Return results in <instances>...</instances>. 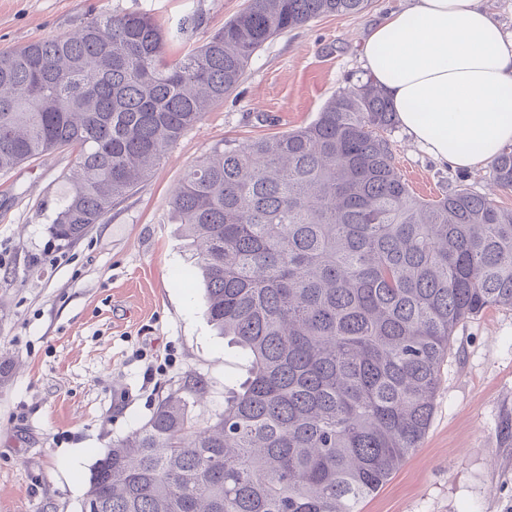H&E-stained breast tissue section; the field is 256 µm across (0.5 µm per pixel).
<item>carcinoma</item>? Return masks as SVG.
Here are the masks:
<instances>
[{"label":"carcinoma","mask_w":512,"mask_h":512,"mask_svg":"<svg viewBox=\"0 0 512 512\" xmlns=\"http://www.w3.org/2000/svg\"><path fill=\"white\" fill-rule=\"evenodd\" d=\"M369 0H248L179 57L144 13L0 53V173L74 155L50 227L75 241L132 192L242 79L268 40ZM395 112L370 78L310 125L216 148L171 206L207 318L246 378L197 423L192 375L92 466L98 512H358L419 446L463 321L512 308V209L466 187L413 197L396 171ZM512 191V146L491 165Z\"/></svg>","instance_id":"cac0c4a2"}]
</instances>
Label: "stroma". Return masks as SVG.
<instances>
[{"instance_id": "35a3bbf8", "label": "stroma", "mask_w": 512, "mask_h": 512, "mask_svg": "<svg viewBox=\"0 0 512 512\" xmlns=\"http://www.w3.org/2000/svg\"><path fill=\"white\" fill-rule=\"evenodd\" d=\"M247 0H0V52L81 28L100 10L142 12L164 29L202 24L170 55L201 43ZM405 0H371L268 40L239 85L172 145L150 176L78 241L49 227L68 191L71 157L51 152L0 174V512H83L94 463L140 427L189 374L207 386L203 420L246 376L241 352L217 336L192 252L171 206L185 172L214 148L312 123L363 77L369 28ZM395 164L414 196L464 186L512 208L489 168L433 160L402 129ZM512 309L489 308L456 328L427 434L360 512H512Z\"/></svg>"}]
</instances>
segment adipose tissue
Listing matches in <instances>:
<instances>
[{
  "mask_svg": "<svg viewBox=\"0 0 512 512\" xmlns=\"http://www.w3.org/2000/svg\"><path fill=\"white\" fill-rule=\"evenodd\" d=\"M362 58L434 160L471 171L512 144V35L481 0H407L369 29Z\"/></svg>",
  "mask_w": 512,
  "mask_h": 512,
  "instance_id": "ef3b65f1",
  "label": "adipose tissue"
}]
</instances>
